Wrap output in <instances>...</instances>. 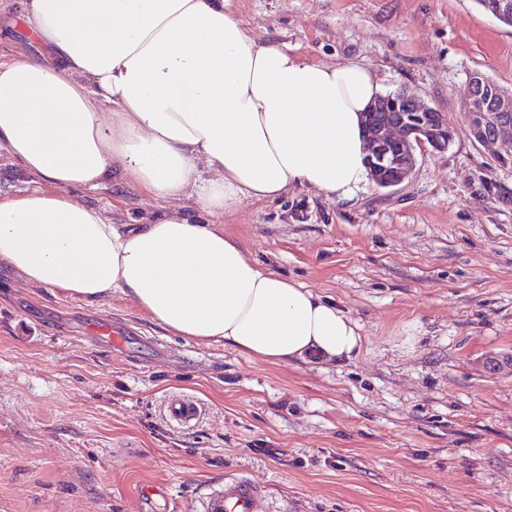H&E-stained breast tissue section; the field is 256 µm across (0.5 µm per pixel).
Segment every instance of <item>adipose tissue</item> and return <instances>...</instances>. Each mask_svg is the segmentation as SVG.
Listing matches in <instances>:
<instances>
[{
    "mask_svg": "<svg viewBox=\"0 0 512 512\" xmlns=\"http://www.w3.org/2000/svg\"><path fill=\"white\" fill-rule=\"evenodd\" d=\"M19 3L42 55L0 62V150L35 186L0 197V263L90 305L129 298L174 335L269 364L358 353L356 320L223 225L177 210L114 224L69 191L118 172L212 215L295 186L347 196L368 175L364 116L386 94L370 69L301 61L248 34L227 0Z\"/></svg>",
    "mask_w": 512,
    "mask_h": 512,
    "instance_id": "ef3b65f1",
    "label": "adipose tissue"
}]
</instances>
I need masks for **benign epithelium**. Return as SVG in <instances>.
<instances>
[{"label":"benign epithelium","instance_id":"1","mask_svg":"<svg viewBox=\"0 0 512 512\" xmlns=\"http://www.w3.org/2000/svg\"><path fill=\"white\" fill-rule=\"evenodd\" d=\"M489 13L512 26V0H498ZM466 94L480 102L479 110L466 116L470 137L480 144H499L504 152L498 166L512 171V92L489 82L483 75L470 76ZM370 176L380 188L401 184L415 170L417 151L428 147L448 149L455 130L445 116L402 92L378 99L366 113Z\"/></svg>","mask_w":512,"mask_h":512}]
</instances>
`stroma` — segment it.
<instances>
[{
	"label": "stroma",
	"instance_id": "stroma-1",
	"mask_svg": "<svg viewBox=\"0 0 512 512\" xmlns=\"http://www.w3.org/2000/svg\"><path fill=\"white\" fill-rule=\"evenodd\" d=\"M251 35L300 60L359 61L387 92L442 112L456 136L398 186L350 198L305 187L217 217L145 195L120 173L78 201L116 224L180 210L248 256L332 299L360 326L348 359L272 365L153 323L128 298L98 305L34 288L0 265V512H173L237 473L275 512H512V172L474 142L464 89L512 90V27L476 0H228ZM39 53L17 0L0 61ZM113 317L118 351L84 330ZM194 399L171 422L167 401ZM169 417L178 424H187L193 420L198 412L197 404L190 399L175 397L167 404Z\"/></svg>",
	"mask_w": 512,
	"mask_h": 512
}]
</instances>
